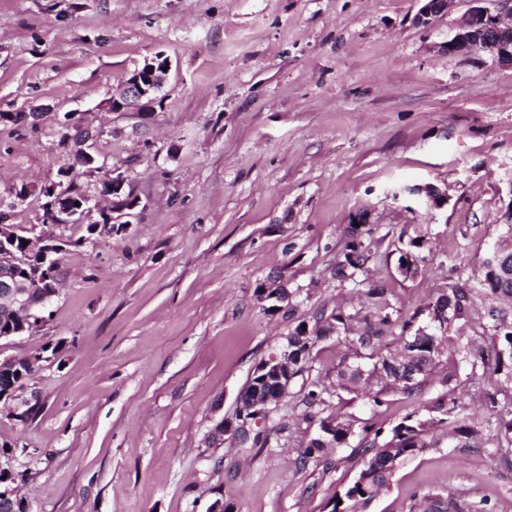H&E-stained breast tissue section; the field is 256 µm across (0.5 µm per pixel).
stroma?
Instances as JSON below:
<instances>
[{
    "label": "stroma",
    "instance_id": "35a3bbf8",
    "mask_svg": "<svg viewBox=\"0 0 512 512\" xmlns=\"http://www.w3.org/2000/svg\"><path fill=\"white\" fill-rule=\"evenodd\" d=\"M420 0H0V112L47 113L37 131L0 127V201L11 223H37L36 197L14 187L55 179L66 160L57 118L89 113L97 150L140 200L130 228L72 239L62 295L32 336L0 355L46 345L57 359L32 383L25 418L0 415V462L21 474L27 512H416L423 496L512 512V389L471 368L475 346L502 351L490 311L505 303L484 284L490 248L512 229V68L448 53L472 4L451 0L431 25ZM170 79L149 112H110L120 82L156 54ZM447 193L430 208L410 194ZM368 212V275L340 279L336 264L354 216ZM82 246H75V239ZM417 238L419 271L399 275L395 249ZM384 285L393 325L428 323L426 307L469 289L466 318L415 395L371 408L340 391L329 413L355 419L326 457L300 461L316 436L302 394L333 387L338 370H370L367 350L317 339L305 372L266 419V443L206 445L232 417L256 367L318 311L362 307L367 280ZM281 281L293 315L271 313L258 284ZM452 373L450 383L440 377ZM456 402L482 430L480 449L445 432L401 460L366 502L344 494L364 467L363 425L390 431Z\"/></svg>",
    "mask_w": 512,
    "mask_h": 512
}]
</instances>
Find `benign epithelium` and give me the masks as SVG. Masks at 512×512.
I'll return each mask as SVG.
<instances>
[{"label":"benign epithelium","instance_id":"benign-epithelium-1","mask_svg":"<svg viewBox=\"0 0 512 512\" xmlns=\"http://www.w3.org/2000/svg\"><path fill=\"white\" fill-rule=\"evenodd\" d=\"M424 5L417 16V22L429 25L433 20L448 9V0H423ZM499 9L490 13L476 8L470 13V19L463 29L446 43L450 53L471 55L487 54L502 65L512 66V0H497ZM158 59L146 61L143 67L148 74V82L152 88L145 87L140 76L135 75L122 83L118 93L112 100L118 104V111L136 108L150 92L159 90L166 82L170 73L171 62L164 67L157 65ZM65 132L61 135L64 146L80 151L86 165L93 166L98 161L96 143L102 130L93 126L85 119L69 118L62 123ZM70 174L62 172L58 180L47 184L52 195V213L64 216L77 224H92L95 232L100 235H112L123 224L128 228V218L132 214L128 207L115 210L109 224H98L93 220L97 212L90 201L76 202L67 190ZM412 194L422 195L426 202L439 207L447 200V195L430 184L409 188ZM13 227L3 223L0 225V308L26 316L17 329H8L0 335V340H8L23 333H30L34 328L42 326V312L55 299L60 297V279L55 277V254L59 251L63 240L52 233H33L29 238L27 252L23 255L16 252L11 245ZM51 360L41 349L33 351L24 358H0V410L9 407L10 403L23 398L29 384L23 382V374L35 378L43 368V362ZM266 380L274 386L257 390L247 401H239L237 413L232 419H221L210 430L207 439L209 445L218 447L224 444V436H231L238 444L245 445L251 437V424L262 419L271 406L278 404L285 396L290 383L288 366V346H283L275 355L266 360ZM0 477L6 486L0 487V512H16L20 500L18 478L11 468L0 463Z\"/></svg>","mask_w":512,"mask_h":512}]
</instances>
